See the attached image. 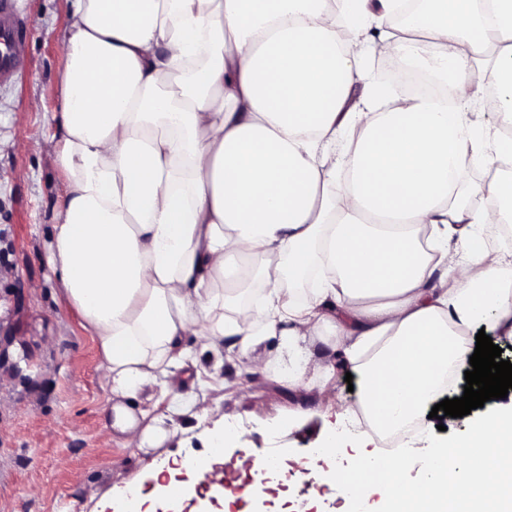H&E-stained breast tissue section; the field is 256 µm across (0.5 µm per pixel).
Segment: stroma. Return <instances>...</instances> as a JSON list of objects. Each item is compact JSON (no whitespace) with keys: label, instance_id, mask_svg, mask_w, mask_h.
I'll list each match as a JSON object with an SVG mask.
<instances>
[{"label":"stroma","instance_id":"1","mask_svg":"<svg viewBox=\"0 0 512 512\" xmlns=\"http://www.w3.org/2000/svg\"><path fill=\"white\" fill-rule=\"evenodd\" d=\"M24 21L17 38L27 68L0 83V512H113L131 478L148 482L156 461L207 453L213 430L233 423L236 448H276L294 472L290 491L276 490L266 512H348L330 487L310 493L302 474L309 449L329 429L358 432L342 417L354 401L343 377L331 405L267 381L239 389V370L225 362L208 415L187 418L158 448L140 451L103 438L108 390L96 344L62 296L46 264L47 242L63 194L51 164L54 132L46 113L61 105L66 55L59 31L68 0H15ZM307 410L295 424L296 403ZM97 489L89 502L88 489Z\"/></svg>","mask_w":512,"mask_h":512}]
</instances>
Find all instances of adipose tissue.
<instances>
[{
	"label": "adipose tissue",
	"instance_id": "obj_1",
	"mask_svg": "<svg viewBox=\"0 0 512 512\" xmlns=\"http://www.w3.org/2000/svg\"><path fill=\"white\" fill-rule=\"evenodd\" d=\"M423 2L393 30L399 0H69L47 261L97 342L106 441L155 448L204 412L216 373L179 379L198 347L322 403L351 373L345 415L384 431L468 366L475 324L512 339V249L481 232L512 178L465 180L512 160V0ZM370 55L444 94L379 96Z\"/></svg>",
	"mask_w": 512,
	"mask_h": 512
}]
</instances>
